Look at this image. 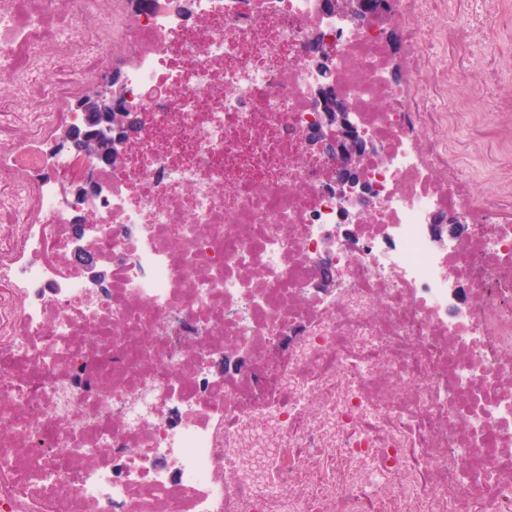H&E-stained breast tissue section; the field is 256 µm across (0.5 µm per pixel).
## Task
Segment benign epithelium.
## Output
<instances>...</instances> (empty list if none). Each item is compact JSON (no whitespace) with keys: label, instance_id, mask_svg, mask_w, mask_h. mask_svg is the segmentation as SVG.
<instances>
[{"label":"benign epithelium","instance_id":"1","mask_svg":"<svg viewBox=\"0 0 512 512\" xmlns=\"http://www.w3.org/2000/svg\"><path fill=\"white\" fill-rule=\"evenodd\" d=\"M331 8L348 21L357 23L363 16L365 3L363 0H334ZM315 104L323 112L326 131L336 135L335 151L341 160L334 182L336 193L347 198L353 209L361 210L366 206L367 198L355 190L347 173L356 171L363 164L365 144L352 126L350 113L341 100L332 104L321 95L315 99ZM73 110L85 114L84 123L89 129L80 134L70 127L62 129L56 136L57 146L96 156L111 166L122 164L126 160L127 136L137 124V112L127 104L125 91L116 77L106 75L100 84L76 100ZM107 191L106 183L94 179L69 187V192L80 201H92ZM75 254L84 260L93 279L105 277L96 257L79 242L75 243Z\"/></svg>","mask_w":512,"mask_h":512}]
</instances>
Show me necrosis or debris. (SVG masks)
Wrapping results in <instances>:
<instances>
[{
  "label": "necrosis or debris",
  "mask_w": 512,
  "mask_h": 512,
  "mask_svg": "<svg viewBox=\"0 0 512 512\" xmlns=\"http://www.w3.org/2000/svg\"><path fill=\"white\" fill-rule=\"evenodd\" d=\"M445 4L389 41L327 0H0V512H512V87L463 95L512 9ZM111 72L125 164L53 150ZM325 80L373 146L350 215ZM68 190L77 200L92 201L105 192H108L109 186L104 182L93 179L82 182L81 184L71 185Z\"/></svg>",
  "instance_id": "1"
}]
</instances>
